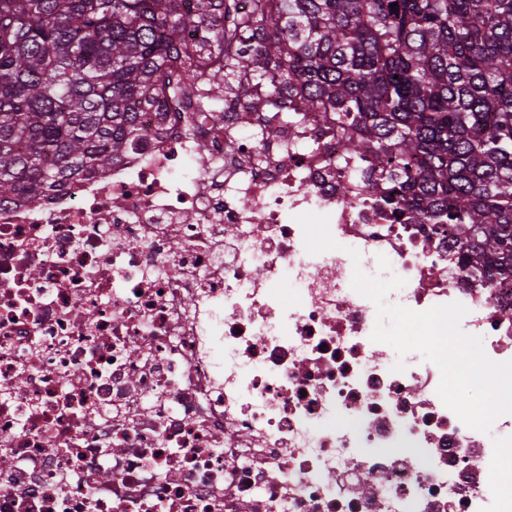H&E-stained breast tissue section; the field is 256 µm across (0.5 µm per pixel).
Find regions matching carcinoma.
<instances>
[{
  "label": "carcinoma",
  "instance_id": "cac0c4a2",
  "mask_svg": "<svg viewBox=\"0 0 512 512\" xmlns=\"http://www.w3.org/2000/svg\"><path fill=\"white\" fill-rule=\"evenodd\" d=\"M0 0V201L105 171L138 113L199 111L249 75L266 100L325 112L399 224H435L512 288V0ZM397 7H391V4Z\"/></svg>",
  "mask_w": 512,
  "mask_h": 512
}]
</instances>
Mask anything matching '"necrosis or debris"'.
Listing matches in <instances>:
<instances>
[{
    "label": "necrosis or debris",
    "mask_w": 512,
    "mask_h": 512,
    "mask_svg": "<svg viewBox=\"0 0 512 512\" xmlns=\"http://www.w3.org/2000/svg\"><path fill=\"white\" fill-rule=\"evenodd\" d=\"M239 107L164 98L112 169L0 203V512H512V414L464 426L351 282L462 303L497 362L512 291L393 223L320 113ZM309 212L336 248L305 250Z\"/></svg>",
    "instance_id": "4bbe7bcc"
}]
</instances>
